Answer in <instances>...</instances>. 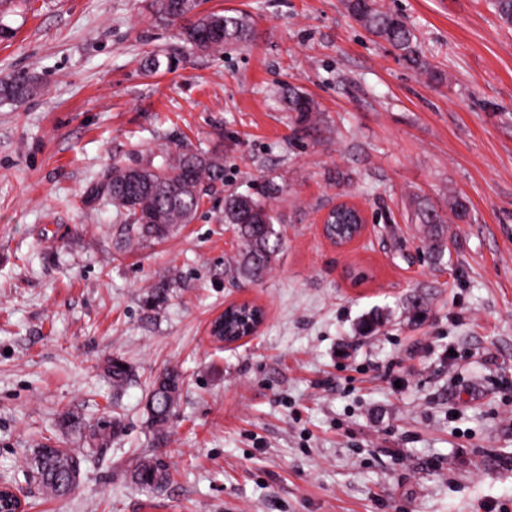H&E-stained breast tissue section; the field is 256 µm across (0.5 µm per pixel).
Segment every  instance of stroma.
Returning <instances> with one entry per match:
<instances>
[{
  "instance_id": "stroma-1",
  "label": "stroma",
  "mask_w": 512,
  "mask_h": 512,
  "mask_svg": "<svg viewBox=\"0 0 512 512\" xmlns=\"http://www.w3.org/2000/svg\"><path fill=\"white\" fill-rule=\"evenodd\" d=\"M199 2L245 14L250 41L191 51L146 0H28L0 20L15 31L0 77L39 78L0 104V475L46 438L84 451L64 413L114 415L122 433L73 493L23 483L32 512H512V25L491 0H379L431 81L341 0ZM153 53L178 68L146 73ZM288 88L311 118L287 111ZM183 144L224 180L168 238L90 197L112 166ZM231 193L278 217L257 281L225 271ZM421 199L446 221L443 260ZM345 200L369 223L339 249L321 221ZM245 300L261 330L213 342L212 317ZM115 358L136 373L119 392ZM170 369L184 385L159 440L145 395ZM143 459L170 481L135 484Z\"/></svg>"
}]
</instances>
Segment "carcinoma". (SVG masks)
Here are the masks:
<instances>
[{"instance_id": "1", "label": "carcinoma", "mask_w": 512, "mask_h": 512, "mask_svg": "<svg viewBox=\"0 0 512 512\" xmlns=\"http://www.w3.org/2000/svg\"><path fill=\"white\" fill-rule=\"evenodd\" d=\"M348 14L367 31L387 42L406 62L434 80L437 75L421 59L420 46L413 31L403 19L382 8L378 0H343ZM194 0H150L151 17L168 23L194 9ZM178 37L191 47L207 53H220L248 41L249 24L241 14L207 13L191 28L178 27ZM178 59L149 56L144 69L149 73L176 69ZM33 75H10L0 78V101L21 105L37 89ZM284 100L291 112L302 116L315 111L313 102L295 90H288ZM224 180L220 162L185 147L159 166H114L94 188L97 196H106L128 220L129 231L141 238L162 240L180 224H190L201 207L204 188ZM417 223L423 225L436 242L437 259L444 256L442 233L444 220L428 203L418 202ZM275 213L266 201L249 194H230L224 198V223L232 227L238 242L237 254L228 272L245 280L260 279L276 260L282 245V233L275 227ZM327 235L340 244L351 239L357 225L336 223V213L329 214ZM112 384L121 388L131 377L125 362L114 359L106 367ZM184 380L180 373L167 371L158 376L146 393L145 411L149 425L162 433L180 397ZM121 432V420L104 418L88 426L85 442L91 449L102 451ZM83 457L68 448H55L41 442L34 454L25 459L22 472L35 483L45 499L71 493L79 479ZM135 481L145 486L167 482L169 472L159 462L143 460L133 471Z\"/></svg>"}]
</instances>
